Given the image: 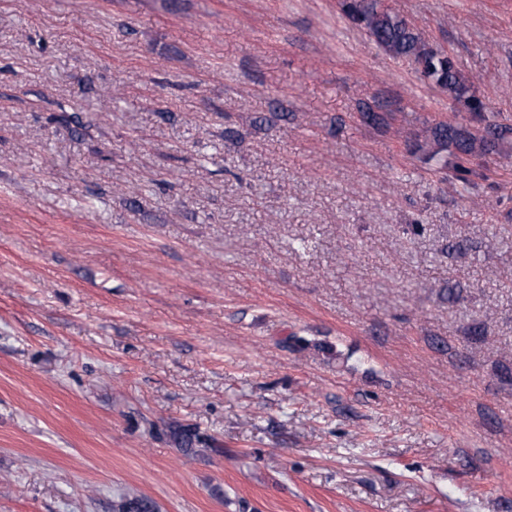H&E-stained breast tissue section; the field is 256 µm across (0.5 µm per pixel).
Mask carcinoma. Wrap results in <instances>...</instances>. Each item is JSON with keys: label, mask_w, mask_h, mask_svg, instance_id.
Wrapping results in <instances>:
<instances>
[{"label": "carcinoma", "mask_w": 512, "mask_h": 512, "mask_svg": "<svg viewBox=\"0 0 512 512\" xmlns=\"http://www.w3.org/2000/svg\"><path fill=\"white\" fill-rule=\"evenodd\" d=\"M341 9L349 20L363 30L386 54L411 62L429 83L445 90L448 98L470 114L479 124L472 129L463 125L438 124L430 129L434 157L451 151L459 159L455 165L457 178L474 184L477 173L462 164L473 157L493 153L512 134V127L491 119L485 104L472 92V84L457 69L453 59L442 49L429 45L416 27L387 0H341ZM113 512H155L154 502L146 497L124 495L113 504Z\"/></svg>", "instance_id": "carcinoma-1"}]
</instances>
